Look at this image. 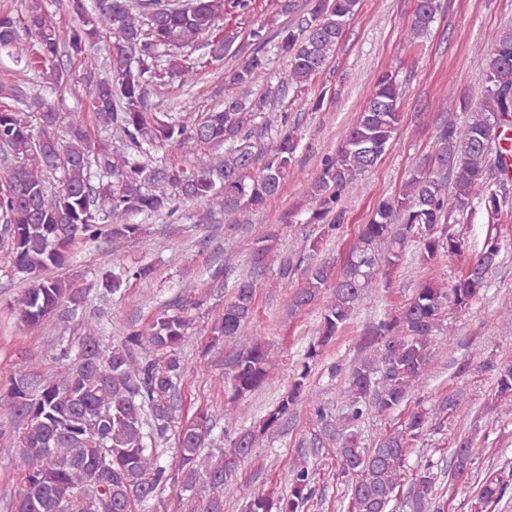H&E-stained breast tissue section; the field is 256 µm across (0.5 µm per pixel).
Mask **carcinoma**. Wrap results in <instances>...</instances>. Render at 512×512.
<instances>
[{"instance_id": "cac0c4a2", "label": "carcinoma", "mask_w": 512, "mask_h": 512, "mask_svg": "<svg viewBox=\"0 0 512 512\" xmlns=\"http://www.w3.org/2000/svg\"><path fill=\"white\" fill-rule=\"evenodd\" d=\"M23 24L10 11L0 13V53L16 64L41 72L60 88L69 73L59 62L61 47L82 61V80L90 89L93 112L107 129H116L125 149L92 139L84 112H62L51 97L27 99L21 87L0 85V153L20 162L0 175V233L6 237L10 262L27 282L18 318L34 328L60 308L83 305L85 295L70 280L48 275L63 268L78 241L104 236L119 252L139 241L142 228L133 215L173 216L178 203L206 200L226 214L257 211L279 195L292 174L300 144L288 113L268 108V97H252V86L268 70L266 46L274 43L288 60V84L298 87L318 75L334 54L359 0H280L279 13L292 14L288 24L275 17L253 20L254 49L234 71L224 75L240 94L224 106L177 120L147 107L148 86L177 75L188 85L212 61L224 58L230 40L221 36L224 17L235 10L245 16L250 0H69L78 24L61 33L41 0H21ZM439 9L438 0H417L411 34L421 37ZM108 38L112 77L98 76L91 54ZM210 46L202 59L191 52ZM484 86L478 102L461 123L450 118L437 128L436 150L416 165L395 195L378 203L362 225L341 269L321 258L323 245L336 238L342 195L357 190L389 150L401 120L402 84L392 71L383 73L336 153L321 164L311 185L317 206L307 220L319 226L307 237L297 261L284 259L278 285L286 288L296 273L303 285L291 295V312L323 302L318 336L305 358L341 332L383 275L411 255L426 265L441 258L463 261L448 283L425 280L412 298L366 326L360 336L361 360L336 366L344 376L342 411L321 401L310 384V365L294 376L278 402L248 428L235 431L230 446L205 451L214 423L235 424L248 414V399L268 384L278 360L259 336L245 328L254 313L256 281H237L224 306L212 315L210 343L237 346L230 366L232 393L222 406H202L180 421L175 462L165 461L164 445L175 420L177 382L184 369L181 348L194 324L193 312L204 306L198 285L181 282L184 298L176 309L163 310L144 326L126 327L122 339L102 348L95 328L87 325L79 350L58 356L60 371L48 378L30 371L11 384L18 423V512H133L167 488L189 493L183 512H224V498L247 499L248 512H303L315 495L316 469L295 459L279 478L288 496L256 491L234 479L265 435L279 429L295 408L311 405L320 435L336 444L339 473L347 483L349 512H394L406 492L411 512H445L448 484L477 481L469 512H489L509 488L503 469L477 474L476 435L451 437L446 466L423 453L412 467V445L425 442L431 425L463 410L459 395L419 406L366 447L361 424L373 415L392 416L428 376L436 339L449 307L465 309L479 301L493 271L503 262L498 237H487L471 252L463 230L475 200L495 217L512 198L494 188L509 179L500 144L512 139V28L488 35ZM224 147L211 160L188 167H160L155 155L172 146L187 155L201 147ZM275 237L253 248L252 270L274 261ZM147 266L121 267L101 277L105 294L122 292L130 281L146 280ZM512 404V363L497 368L496 391L486 405L494 412ZM203 487V495L196 493Z\"/></svg>"}]
</instances>
